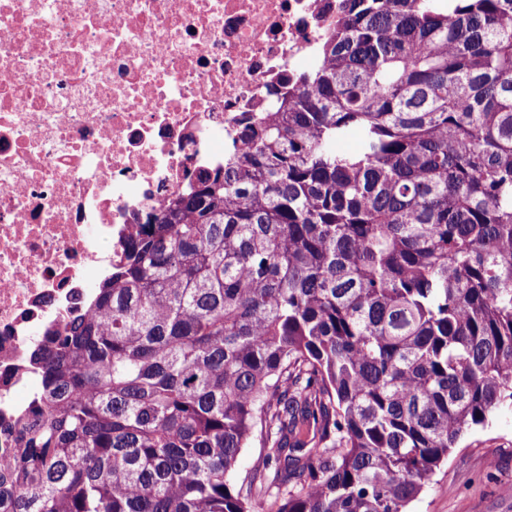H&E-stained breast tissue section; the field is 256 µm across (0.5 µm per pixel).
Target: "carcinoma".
<instances>
[{
  "label": "carcinoma",
  "mask_w": 512,
  "mask_h": 512,
  "mask_svg": "<svg viewBox=\"0 0 512 512\" xmlns=\"http://www.w3.org/2000/svg\"><path fill=\"white\" fill-rule=\"evenodd\" d=\"M341 10L46 333L0 512H404L512 405V0Z\"/></svg>",
  "instance_id": "cac0c4a2"
}]
</instances>
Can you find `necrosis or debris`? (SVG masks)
<instances>
[{
    "label": "necrosis or debris",
    "instance_id": "obj_1",
    "mask_svg": "<svg viewBox=\"0 0 512 512\" xmlns=\"http://www.w3.org/2000/svg\"><path fill=\"white\" fill-rule=\"evenodd\" d=\"M341 0H0V464L46 331L320 61Z\"/></svg>",
    "mask_w": 512,
    "mask_h": 512
}]
</instances>
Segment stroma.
Returning <instances> with one entry per match:
<instances>
[{"mask_svg": "<svg viewBox=\"0 0 512 512\" xmlns=\"http://www.w3.org/2000/svg\"><path fill=\"white\" fill-rule=\"evenodd\" d=\"M512 410L468 432L409 512H512Z\"/></svg>", "mask_w": 512, "mask_h": 512, "instance_id": "stroma-1", "label": "stroma"}]
</instances>
